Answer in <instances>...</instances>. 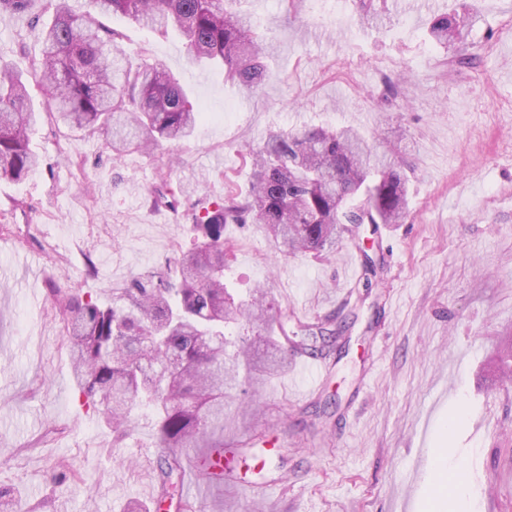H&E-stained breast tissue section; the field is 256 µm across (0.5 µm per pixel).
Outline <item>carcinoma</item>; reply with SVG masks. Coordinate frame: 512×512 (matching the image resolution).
<instances>
[{
  "label": "carcinoma",
  "instance_id": "cac0c4a2",
  "mask_svg": "<svg viewBox=\"0 0 512 512\" xmlns=\"http://www.w3.org/2000/svg\"><path fill=\"white\" fill-rule=\"evenodd\" d=\"M72 2L48 0L53 20L42 31L38 86L52 101L50 116L106 135L117 158L131 151L149 155L165 142L189 138L203 113L164 65L132 64L121 33L102 17L119 15L163 35L177 31L191 58L222 66L227 82L254 89L264 80L265 45L236 8L238 0H84L79 12ZM469 20L435 16L430 35L449 49ZM37 121L23 72L0 67V179L20 181L38 166L30 147ZM250 157L248 192L194 203L191 250L112 289L108 303L50 289L76 387L106 416L112 443L129 436L132 408L153 414L158 444L167 449L155 505L175 512H193L184 493L188 450H224V398L240 373H276L288 349L321 352L336 341V330L325 323L288 335L286 315L278 317L277 335L263 337L260 347L226 331L242 318L267 331L273 316L264 289L252 288L238 302L228 292L224 225H265L284 256L331 255L351 236L349 225L399 224L409 208L401 163L374 151L351 128L273 131Z\"/></svg>",
  "mask_w": 512,
  "mask_h": 512
}]
</instances>
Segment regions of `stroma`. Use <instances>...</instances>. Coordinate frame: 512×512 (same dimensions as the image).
Returning a JSON list of instances; mask_svg holds the SVG:
<instances>
[{"label": "stroma", "instance_id": "1", "mask_svg": "<svg viewBox=\"0 0 512 512\" xmlns=\"http://www.w3.org/2000/svg\"><path fill=\"white\" fill-rule=\"evenodd\" d=\"M45 4L0 14L1 60L26 70L39 60ZM240 7L273 45L253 92L192 61L175 35L106 18L132 61L164 64L203 114L189 141L156 157L113 159L103 137L46 116L29 87L44 111L31 138L41 164L0 181V487L14 494L0 512H128L153 500L163 450L152 414L134 409L132 435L113 446L79 398L49 290L107 298L191 247L198 189L214 200L245 190L249 151L304 125L350 127L393 151L410 210L325 258L281 257L260 224L225 226L230 293L267 288L292 331L333 320L342 352L313 354L317 381L298 377L304 355L292 351L283 371L233 390L225 442L263 434L278 446L236 458L234 483L189 470V498L206 512H397L403 497L410 512H456L453 493L436 490L444 456L461 466L473 512H512V393L498 388L500 341L512 336V0H386L371 23L361 0ZM444 12L474 16L451 56L426 32ZM474 54L477 65H459ZM162 183L178 208L152 205ZM367 255L381 260L369 288ZM68 468L76 478L61 477Z\"/></svg>", "mask_w": 512, "mask_h": 512}]
</instances>
